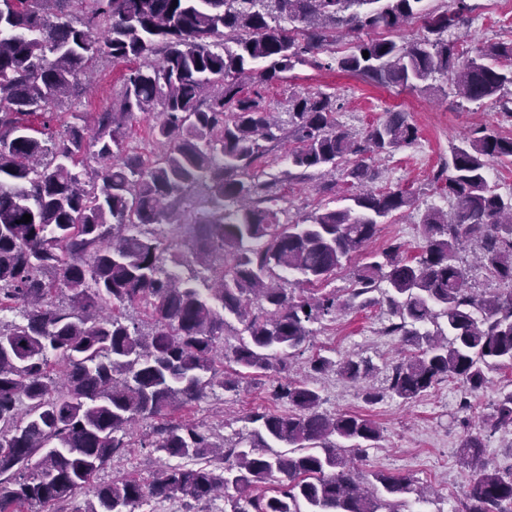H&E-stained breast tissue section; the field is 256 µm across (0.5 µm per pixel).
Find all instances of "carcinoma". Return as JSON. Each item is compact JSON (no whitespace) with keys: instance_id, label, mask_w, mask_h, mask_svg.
<instances>
[{"instance_id":"obj_1","label":"carcinoma","mask_w":512,"mask_h":512,"mask_svg":"<svg viewBox=\"0 0 512 512\" xmlns=\"http://www.w3.org/2000/svg\"><path fill=\"white\" fill-rule=\"evenodd\" d=\"M71 2L0 0V310L21 316L0 325V512L64 503L80 491L90 495L85 512H136L149 498L177 494L197 502L220 495L229 512H399L389 497L410 492V482L379 476L385 495L377 496L353 463L379 429L357 415L319 411L321 396L308 381L279 384L275 396L289 411L253 412L248 421L259 427L226 444L168 415L216 386L239 388L237 378L217 375L216 359L277 374L310 336L307 323L376 304L379 290L391 313L386 332L417 347L391 366L385 392L410 400L445 377L474 392L485 370L512 366V290L476 292L459 257L474 242L477 264L512 284V193L488 182L493 166H512V137L479 127L452 147L433 181L453 208L428 211L416 256L400 244L373 254L344 300L297 294L279 272L323 283L366 250L381 219L412 205L406 190L365 183L377 177L368 159L412 144L417 128L392 112L354 133L334 123L335 101L322 93L296 97L285 122L242 94V78L277 81L316 61L342 33L416 22L420 32L403 43L357 41L338 70L420 92L442 74L457 96L493 98L511 121L512 40L458 52L479 8L471 0H452L443 11L425 0H89L79 16ZM279 18L301 29L272 25ZM154 52L162 54L158 64L148 61ZM102 54L136 66L119 103L97 113L89 139L99 158L110 159L135 113L159 105L151 136L162 151L152 162L131 156L90 170L83 134L47 136L57 110L79 92L87 62ZM287 135L297 142L290 168L302 175L342 169L355 188L348 205L279 223L249 169L266 144ZM200 181L208 183L211 208L192 240L199 270L184 277L181 257L163 256L161 226L182 223ZM25 214L28 223L20 222ZM107 305L145 306L151 331L104 314ZM228 315L247 336L226 347L219 340ZM426 323L436 330L421 331ZM51 352L61 380L49 370ZM310 369L354 381L373 372L352 357L319 356ZM137 420L151 421L157 453L204 465H168L147 483H94L128 447ZM491 428H512V389L500 392ZM483 448L480 429L460 444L480 464L464 491L466 512H512V471L480 462ZM269 482L276 494H252Z\"/></svg>"}]
</instances>
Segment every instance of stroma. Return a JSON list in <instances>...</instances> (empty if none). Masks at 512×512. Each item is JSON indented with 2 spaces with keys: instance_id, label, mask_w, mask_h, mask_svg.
Segmentation results:
<instances>
[{
  "instance_id": "stroma-1",
  "label": "stroma",
  "mask_w": 512,
  "mask_h": 512,
  "mask_svg": "<svg viewBox=\"0 0 512 512\" xmlns=\"http://www.w3.org/2000/svg\"><path fill=\"white\" fill-rule=\"evenodd\" d=\"M478 2L480 8L468 28L473 44L512 39V0ZM356 40V35H347L320 54L318 64L296 65L284 79L272 83L250 81L244 90L258 95L262 104L275 112L287 111L291 100L299 95H329L340 106L333 120L355 132L384 122L389 113H407L418 138L409 146L374 158L372 165L378 177L373 186L378 190L406 189L412 193L413 203L379 225L369 249L379 252L397 241L413 256L419 251L420 227L427 210L435 207L446 211L451 206L445 192L433 183L434 173L448 159L451 144L481 126L511 136L512 122L504 121L494 100L459 103L449 81L442 78L436 90L421 94L374 86L339 71L334 66L336 59L349 53ZM128 68V63L108 57L94 61L91 83L82 95L66 104L52 126L53 134L65 133L73 114L89 119L103 107L118 103ZM294 146L293 139L284 138L253 165L258 181L267 184L273 198L271 207L283 224L301 221L326 204L342 205L348 189L340 175L314 169L305 176L288 178V153ZM388 318V305L380 302L311 322L306 344L282 376L311 380L321 395L322 412L358 415L378 427L379 440L357 465L367 477L394 476L411 483L413 491L403 495L401 512H464V491L478 472L477 465L466 462L459 452L467 430L483 428V459L490 467L512 468V432L485 427L500 391L512 385V367L487 371L484 387L473 393L466 392L458 380L446 377L409 401L384 393L376 403H366V388L383 390L390 365L411 351L400 337L385 334ZM319 354L336 361L364 358L375 370L359 382L344 380L332 372L316 374L311 372L309 361ZM271 385L265 377H244L238 391L214 388L200 401L173 408L171 415L210 431L215 441H228L251 431L246 418L252 412L287 411V403L273 399ZM149 430L148 423L132 424L130 448L99 471V481L150 480L160 462L157 453L143 444Z\"/></svg>"
}]
</instances>
